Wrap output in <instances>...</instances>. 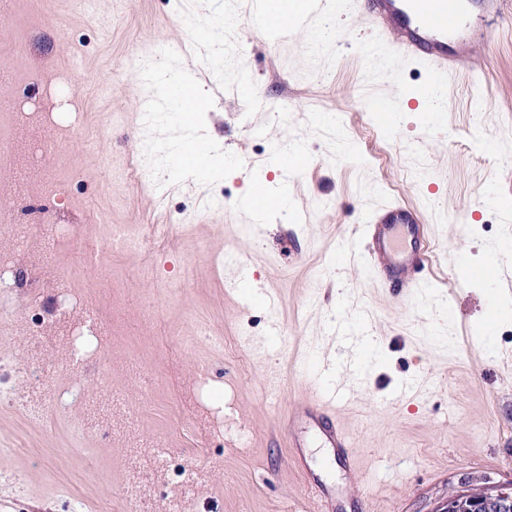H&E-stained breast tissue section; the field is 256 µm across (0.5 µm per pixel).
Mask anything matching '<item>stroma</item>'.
<instances>
[{
  "instance_id": "35a3bbf8",
  "label": "stroma",
  "mask_w": 512,
  "mask_h": 512,
  "mask_svg": "<svg viewBox=\"0 0 512 512\" xmlns=\"http://www.w3.org/2000/svg\"><path fill=\"white\" fill-rule=\"evenodd\" d=\"M251 0H45L14 25L26 68L67 76L81 93L55 141L46 116L0 136L42 144L39 162L0 178V191L53 181L56 236L16 217L0 233L35 279L0 295V345L23 354L33 319L71 326L100 318L101 348L82 370L84 397L31 421L0 405V512H319L305 480L329 490L335 512H440L450 491L512 482V302L464 277L458 251L481 267L512 251V21L480 42V70L449 73L406 62L389 71L353 0L331 28L272 37L248 22ZM193 62L206 91L193 127L169 118L138 69L156 56ZM249 81L252 96L235 93ZM436 85L433 111L407 103L391 126L378 104ZM204 141L230 167L214 178L152 155L153 185L123 178L142 142ZM298 147L307 167L283 175L275 152ZM287 179L291 205L253 223L240 201L256 176ZM222 207H214V198ZM415 210L429 241V279L402 301L378 287L357 227L387 204ZM170 224L154 237L156 220ZM142 239L109 246L113 225ZM196 268L181 281L183 266ZM248 279L245 288L234 283ZM278 298L276 308L265 295ZM205 326L217 341L190 340ZM56 326L42 354L50 399L66 391ZM332 364L350 396L339 418L360 469L311 442L289 458L283 427L306 392L293 368L302 349ZM103 425L78 436L90 416Z\"/></svg>"
}]
</instances>
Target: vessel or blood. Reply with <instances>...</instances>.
<instances>
[{"instance_id":"1","label":"vessel or blood","mask_w":512,"mask_h":512,"mask_svg":"<svg viewBox=\"0 0 512 512\" xmlns=\"http://www.w3.org/2000/svg\"><path fill=\"white\" fill-rule=\"evenodd\" d=\"M329 4L330 0H309L307 11L287 15L282 0H256L252 22L262 31L306 33ZM360 5L372 31L391 49L389 70L417 61L440 76L473 69V45L482 37L484 26L512 16V0H360ZM359 235L381 287L398 299L409 298L421 288L428 246L415 211L400 204L387 206L360 225ZM302 373L310 393L293 404L286 420L292 448L306 447L305 435L297 430L305 423L323 447L334 449L340 461L353 465L352 439L337 416L346 400L344 392L327 387L323 374L312 364H303Z\"/></svg>"}]
</instances>
